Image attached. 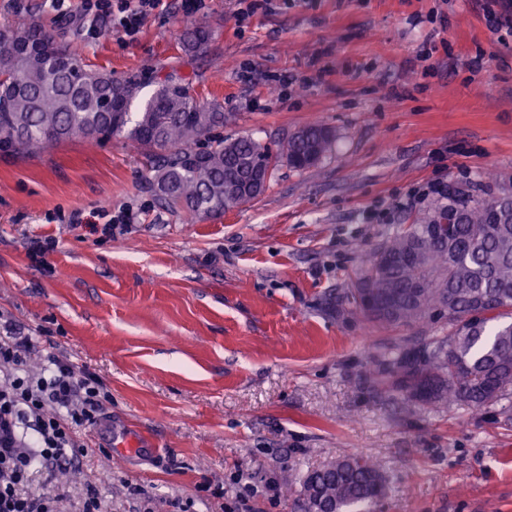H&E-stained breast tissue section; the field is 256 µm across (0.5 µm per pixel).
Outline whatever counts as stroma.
<instances>
[{
  "label": "stroma",
  "instance_id": "1",
  "mask_svg": "<svg viewBox=\"0 0 512 512\" xmlns=\"http://www.w3.org/2000/svg\"><path fill=\"white\" fill-rule=\"evenodd\" d=\"M501 0H276L237 24L239 0H207L206 53L187 60L180 0H160L136 40L90 16L76 47L120 79L196 74L224 108L223 135L270 147L317 122L334 151L280 162L254 201L210 217L167 208L136 145L76 138L0 154V310L43 330L112 399L79 471L112 512H303L305 476L375 458L371 512H512V410L473 413L389 391L385 355L425 350L431 326L374 327L349 303L366 260L432 205L439 180L487 172L512 190V33ZM68 31L47 0H0V28ZM251 78H243V70ZM127 210L112 232L72 211ZM52 241L44 259L32 240ZM142 448L119 452L127 437ZM223 496H214L216 487Z\"/></svg>",
  "mask_w": 512,
  "mask_h": 512
}]
</instances>
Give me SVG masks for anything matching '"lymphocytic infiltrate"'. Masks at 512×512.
<instances>
[{
	"label": "lymphocytic infiltrate",
	"mask_w": 512,
	"mask_h": 512,
	"mask_svg": "<svg viewBox=\"0 0 512 512\" xmlns=\"http://www.w3.org/2000/svg\"><path fill=\"white\" fill-rule=\"evenodd\" d=\"M158 0H50L59 17L93 14L111 18L113 28L135 38ZM42 337L0 322V512H62L64 493L33 495L35 474H53L79 466L84 437L97 425L110 396L102 381L56 349L46 351L41 368L31 371L28 358Z\"/></svg>",
	"instance_id": "obj_1"
}]
</instances>
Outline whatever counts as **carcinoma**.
Masks as SVG:
<instances>
[{
	"instance_id": "obj_1",
	"label": "carcinoma",
	"mask_w": 512,
	"mask_h": 512,
	"mask_svg": "<svg viewBox=\"0 0 512 512\" xmlns=\"http://www.w3.org/2000/svg\"><path fill=\"white\" fill-rule=\"evenodd\" d=\"M50 39L29 23L0 30V151L31 156L77 137L106 142L123 133L145 157L156 196L170 209L194 216L224 213L261 196L281 161L298 171L329 155L336 132L308 124L277 150L251 137L224 139L217 101L202 103L193 78L153 77L156 86L140 112L130 111L144 87L91 69L69 43L53 42L48 55L31 51ZM209 43L206 27L184 22L190 54ZM124 104L114 112L110 104ZM457 213L451 232L437 239L428 228ZM350 303L373 325L391 328L448 314L446 336H435L419 357L390 354V388L426 404L454 402L479 413L512 401V192L450 194L401 226L368 259ZM383 471L362 457L339 459L310 472L300 495L315 493L336 512H363L384 495Z\"/></svg>"
}]
</instances>
